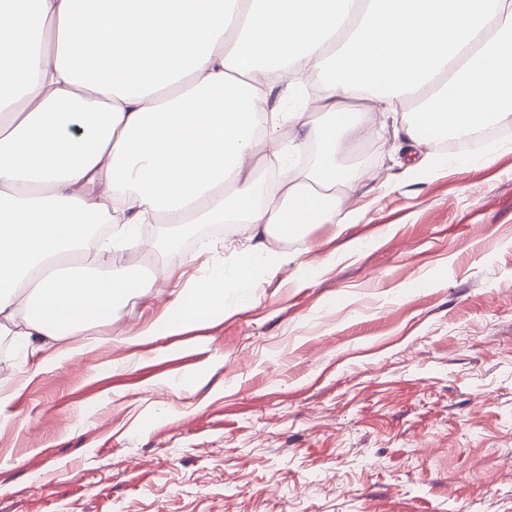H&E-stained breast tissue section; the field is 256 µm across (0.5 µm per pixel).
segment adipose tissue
Returning a JSON list of instances; mask_svg holds the SVG:
<instances>
[{"mask_svg":"<svg viewBox=\"0 0 512 512\" xmlns=\"http://www.w3.org/2000/svg\"><path fill=\"white\" fill-rule=\"evenodd\" d=\"M493 30L512 32V0H0V323L35 355L111 315L140 287L123 252L160 216L248 237L231 270L175 282L145 335L225 313L229 292L246 307L286 261L273 241L354 219L338 154L388 131L421 172L443 164L427 145L512 124V48ZM307 72L321 95L281 111L274 91ZM313 139L309 171L256 175L254 157Z\"/></svg>","mask_w":512,"mask_h":512,"instance_id":"adipose-tissue-1","label":"adipose tissue"}]
</instances>
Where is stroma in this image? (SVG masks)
Here are the masks:
<instances>
[{"label": "stroma", "mask_w": 512, "mask_h": 512, "mask_svg": "<svg viewBox=\"0 0 512 512\" xmlns=\"http://www.w3.org/2000/svg\"><path fill=\"white\" fill-rule=\"evenodd\" d=\"M433 145L445 166L340 155L351 224L277 242L251 307L157 339L161 272L231 264L243 234L144 227L153 282L110 317L0 363V512H512V125Z\"/></svg>", "instance_id": "obj_1"}]
</instances>
